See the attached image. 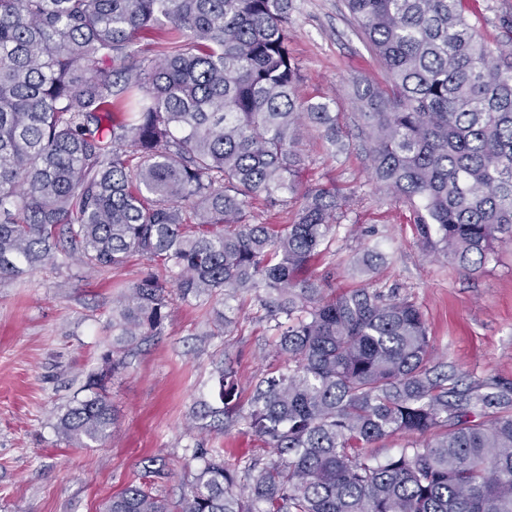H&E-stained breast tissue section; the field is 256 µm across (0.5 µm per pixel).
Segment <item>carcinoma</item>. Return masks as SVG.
<instances>
[{
    "mask_svg": "<svg viewBox=\"0 0 512 512\" xmlns=\"http://www.w3.org/2000/svg\"><path fill=\"white\" fill-rule=\"evenodd\" d=\"M387 73L352 78L379 187L412 211L422 250L465 271L512 242V53L466 0H345ZM292 0H0V280L62 255L88 270L140 257L112 307L91 395L59 419L78 445L110 436L107 384L182 299L255 296L288 365L260 379L245 427L276 458L201 467L178 512H512V389L434 363L424 314L379 288L332 287L349 200L300 188L302 130L346 148L339 117L297 96ZM174 38L141 46L158 26ZM292 203L286 224L254 211ZM192 415H227L235 372ZM409 437L382 462L364 449ZM103 512H171L129 485Z\"/></svg>",
    "mask_w": 512,
    "mask_h": 512,
    "instance_id": "carcinoma-1",
    "label": "carcinoma"
}]
</instances>
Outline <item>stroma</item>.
<instances>
[{
  "label": "stroma",
  "mask_w": 512,
  "mask_h": 512,
  "mask_svg": "<svg viewBox=\"0 0 512 512\" xmlns=\"http://www.w3.org/2000/svg\"><path fill=\"white\" fill-rule=\"evenodd\" d=\"M468 8L489 46L512 43V0H469ZM289 49L299 97L333 99L349 142L346 153L334 156L315 131L303 133L304 185L335 188L350 204L316 272L333 270L335 286L344 289L380 287L410 297L427 320L439 361L466 379L512 388V244L498 247L483 269L465 273L426 257L409 207L379 190L358 135L351 79L364 74L381 82L385 71L345 0H292ZM371 248L387 257L378 275L351 272ZM142 269L134 258L89 278L81 264L61 257L0 281V512H100L127 485L147 481L174 505L198 474L197 449H223L232 468L262 454V443L241 422L203 432L190 426L193 410L215 400L218 367L240 378L244 413L252 381L284 363L277 336L249 296L202 302L172 295L162 334L132 352L108 383L117 417L111 435L89 448L59 436V416L85 398L88 375L112 346L118 287ZM219 312L234 321L233 331L205 335ZM154 462L164 464L165 478L148 479Z\"/></svg>",
  "instance_id": "35a3bbf8"
}]
</instances>
